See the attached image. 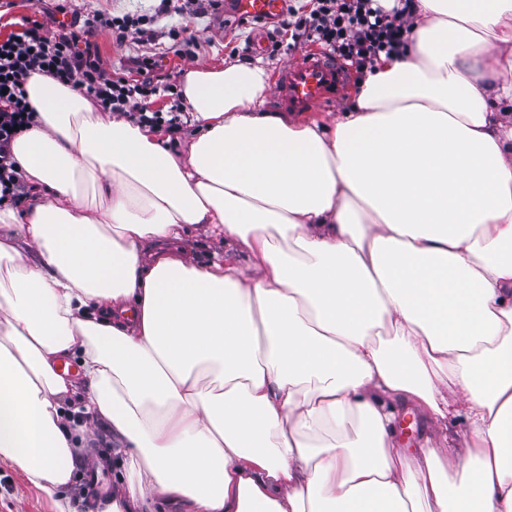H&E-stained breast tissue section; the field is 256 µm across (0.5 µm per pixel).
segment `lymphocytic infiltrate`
<instances>
[{
  "label": "lymphocytic infiltrate",
  "mask_w": 512,
  "mask_h": 512,
  "mask_svg": "<svg viewBox=\"0 0 512 512\" xmlns=\"http://www.w3.org/2000/svg\"><path fill=\"white\" fill-rule=\"evenodd\" d=\"M310 10H288L281 31L293 41L320 44L356 73L374 69L380 57L408 51L416 27L413 0H397L384 9L375 0H308ZM76 33L50 34L31 28L0 41V202L19 203L25 183L11 156L20 132L33 124L36 112L26 84L35 73L53 76L94 99L103 110L129 114L139 125L162 122L175 126L181 112L152 109L150 80L112 78L90 50L80 49Z\"/></svg>",
  "instance_id": "lymphocytic-infiltrate-1"
}]
</instances>
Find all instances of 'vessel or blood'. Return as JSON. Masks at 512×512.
Returning a JSON list of instances; mask_svg holds the SVG:
<instances>
[{"label":"vessel or blood","instance_id":"obj_1","mask_svg":"<svg viewBox=\"0 0 512 512\" xmlns=\"http://www.w3.org/2000/svg\"><path fill=\"white\" fill-rule=\"evenodd\" d=\"M283 0H234L238 15L272 16ZM349 86L347 68L323 49L311 48L299 62L279 70L273 89L275 105L291 112H309Z\"/></svg>","mask_w":512,"mask_h":512}]
</instances>
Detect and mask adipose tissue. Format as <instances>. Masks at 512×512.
<instances>
[{"mask_svg":"<svg viewBox=\"0 0 512 512\" xmlns=\"http://www.w3.org/2000/svg\"><path fill=\"white\" fill-rule=\"evenodd\" d=\"M414 11L330 128L263 112L262 65L189 69L185 159L31 75L0 461L58 512L98 422L130 477L104 512H512V0ZM196 225L247 267L151 249ZM402 409L432 427L412 450Z\"/></svg>","mask_w":512,"mask_h":512,"instance_id":"adipose-tissue-1","label":"adipose tissue"}]
</instances>
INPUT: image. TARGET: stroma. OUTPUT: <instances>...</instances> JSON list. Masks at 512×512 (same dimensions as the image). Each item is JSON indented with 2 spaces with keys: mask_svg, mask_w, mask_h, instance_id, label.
Segmentation results:
<instances>
[{
  "mask_svg": "<svg viewBox=\"0 0 512 512\" xmlns=\"http://www.w3.org/2000/svg\"><path fill=\"white\" fill-rule=\"evenodd\" d=\"M224 2L211 0L200 12L180 18L162 11L161 0H0V40L36 22L53 33L76 32L110 71L135 79L139 63H148L154 85L166 90L153 106L166 112L189 68L248 62L263 64L273 72L297 57L294 49L270 53L274 19H237L225 10ZM126 15L144 18L141 34L120 40L102 25L103 20ZM92 459L104 463L98 475L103 490L98 507H105L113 494L123 489L114 463L112 432L99 427L78 450L75 483L70 490L76 512H88L86 494L91 477L86 463ZM0 512H55V507L19 467L0 461Z\"/></svg>",
  "mask_w": 512,
  "mask_h": 512,
  "instance_id": "35a3bbf8",
  "label": "stroma"
}]
</instances>
